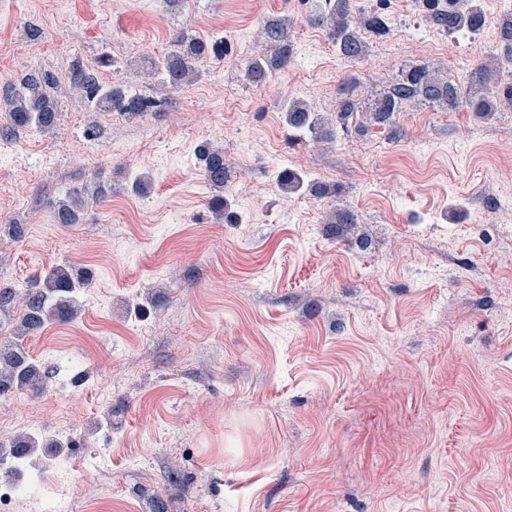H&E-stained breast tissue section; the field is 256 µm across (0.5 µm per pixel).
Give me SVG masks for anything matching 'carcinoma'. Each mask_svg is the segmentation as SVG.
Instances as JSON below:
<instances>
[{
    "label": "carcinoma",
    "instance_id": "carcinoma-1",
    "mask_svg": "<svg viewBox=\"0 0 512 512\" xmlns=\"http://www.w3.org/2000/svg\"><path fill=\"white\" fill-rule=\"evenodd\" d=\"M354 5L355 0H312L306 16V22L321 28L336 52L349 63L366 56L369 44L364 40V33L377 38L391 32L380 9L357 12ZM422 5L429 22L446 34L461 30L476 34L485 25L480 0H422ZM287 25L289 21L278 19L265 23L258 31L257 39L265 51L251 56L245 63V75L250 83L262 84L274 71L291 65L293 51ZM225 54L223 41L209 43L181 33L171 41L166 53L151 61L147 76L158 92L169 93L197 79L199 65L208 57L221 58ZM504 62H512V15L503 21L501 28V58L476 65L463 79H450L432 64L410 66L365 102L357 93V78L349 74L337 88L334 112H316L299 100L286 103L284 122L288 137L308 136L315 144L331 143L340 132L349 130L354 113H362L360 131L370 126L387 127L411 103L449 112L466 107L489 118L505 106L512 108V85L501 92L491 89ZM54 83L52 74L34 72L13 89L5 109L10 125L38 132L52 130L59 118L57 101L50 92ZM69 83L82 100L97 110L116 112L129 119L157 112L166 103V98L147 96L131 85H107L94 68L81 64L70 70ZM196 154L205 181L216 191L210 201L211 212L227 224L238 223L237 214L230 210L224 198L227 175L224 148L205 142L197 147ZM277 183L283 192L296 194L303 189L305 176L283 168L277 174ZM86 202L84 191L68 192L57 205L58 223H74ZM326 224L333 234L346 236L356 228L357 222L351 211L337 209ZM89 285L88 273L66 262L43 271L22 295L0 280V396L23 391L38 394L46 388L51 379L50 370L29 352L27 340L48 324L75 320L82 308L80 297ZM61 447L63 443L57 439L41 440L22 433L0 441V459L24 462L41 451L54 452Z\"/></svg>",
    "mask_w": 512,
    "mask_h": 512
}]
</instances>
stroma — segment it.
I'll return each mask as SVG.
<instances>
[{
	"instance_id": "stroma-1",
	"label": "stroma",
	"mask_w": 512,
	"mask_h": 512,
	"mask_svg": "<svg viewBox=\"0 0 512 512\" xmlns=\"http://www.w3.org/2000/svg\"><path fill=\"white\" fill-rule=\"evenodd\" d=\"M300 0H0V100L31 71L57 79L60 121L12 129L0 112V271L16 287L63 262L94 275L78 319L29 341L57 374L0 398V439L22 432L89 447L41 458L73 477L72 512H512V112L407 107L394 126L335 144L290 139L288 99L336 109L337 85L382 89L406 65L454 73L499 55L504 9L471 44L390 0L393 29L345 62ZM294 18V60L254 85L255 32ZM185 33L226 40L223 59L128 120L72 91L73 64L103 82L144 79ZM222 145L217 223L195 149ZM334 185L286 194L281 168ZM150 177L149 195L132 184ZM69 189L94 196L55 221ZM351 238L324 230L336 209ZM487 235L474 233L479 221ZM183 480L175 487L170 470Z\"/></svg>"
}]
</instances>
